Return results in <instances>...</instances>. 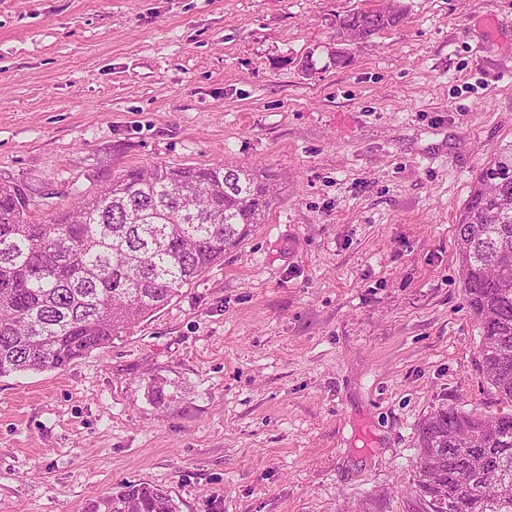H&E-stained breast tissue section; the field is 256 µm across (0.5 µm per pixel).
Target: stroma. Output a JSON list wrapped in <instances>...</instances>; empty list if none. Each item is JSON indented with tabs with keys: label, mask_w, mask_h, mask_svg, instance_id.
Listing matches in <instances>:
<instances>
[{
	"label": "stroma",
	"mask_w": 512,
	"mask_h": 512,
	"mask_svg": "<svg viewBox=\"0 0 512 512\" xmlns=\"http://www.w3.org/2000/svg\"><path fill=\"white\" fill-rule=\"evenodd\" d=\"M384 2L0 0V177L33 220L128 166L279 189L112 347L0 379V512H82L127 481L179 512H422L420 423L498 410L456 236L512 144V0H401L329 64L337 19Z\"/></svg>",
	"instance_id": "stroma-1"
}]
</instances>
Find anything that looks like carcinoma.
Instances as JSON below:
<instances>
[{"mask_svg":"<svg viewBox=\"0 0 512 512\" xmlns=\"http://www.w3.org/2000/svg\"><path fill=\"white\" fill-rule=\"evenodd\" d=\"M401 7L336 21L360 39L397 27ZM270 175L222 163L129 167L47 223L0 179V378L62 371L161 310L266 220ZM457 254L480 330L479 365L502 409L442 404L420 424L411 488L428 512H512V144L480 170L460 211ZM83 512H178L163 488L124 483Z\"/></svg>","mask_w":512,"mask_h":512,"instance_id":"carcinoma-1","label":"carcinoma"}]
</instances>
